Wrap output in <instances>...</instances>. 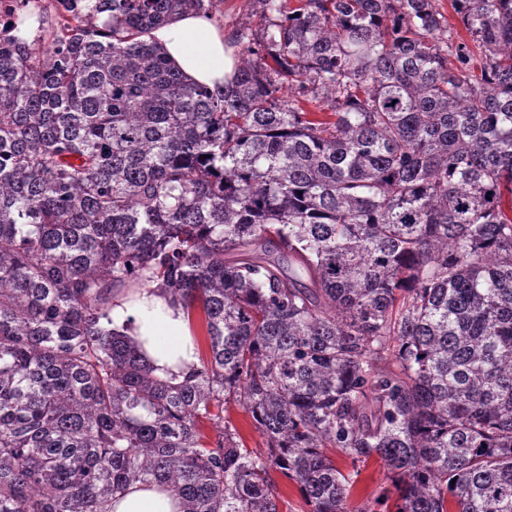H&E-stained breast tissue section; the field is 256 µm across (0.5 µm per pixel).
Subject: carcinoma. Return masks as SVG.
<instances>
[{
	"mask_svg": "<svg viewBox=\"0 0 512 512\" xmlns=\"http://www.w3.org/2000/svg\"><path fill=\"white\" fill-rule=\"evenodd\" d=\"M58 2L0 44V512H292L274 472L512 512V0H450L467 41L440 0H252L216 88L151 41L213 0ZM150 282L201 313L178 383L105 327ZM224 415L235 426L243 442L248 448L256 450H265L263 436L254 427L250 414L237 404H230L226 408ZM387 485L385 469L379 463L371 461L359 470L352 491L351 505L356 507L372 501ZM178 500L166 489L136 485L112 500L110 512H178Z\"/></svg>",
	"mask_w": 512,
	"mask_h": 512,
	"instance_id": "cac0c4a2",
	"label": "carcinoma"
}]
</instances>
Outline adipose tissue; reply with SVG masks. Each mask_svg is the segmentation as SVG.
I'll return each mask as SVG.
<instances>
[{"label": "adipose tissue", "mask_w": 512, "mask_h": 512, "mask_svg": "<svg viewBox=\"0 0 512 512\" xmlns=\"http://www.w3.org/2000/svg\"><path fill=\"white\" fill-rule=\"evenodd\" d=\"M152 36L187 82L213 88L235 71L236 57L223 30L205 15H176ZM110 316L113 327L132 338L152 366L181 379L198 365L199 347L185 305L156 284L115 294ZM110 512H178V501L164 488L137 485L114 499Z\"/></svg>", "instance_id": "obj_1"}]
</instances>
